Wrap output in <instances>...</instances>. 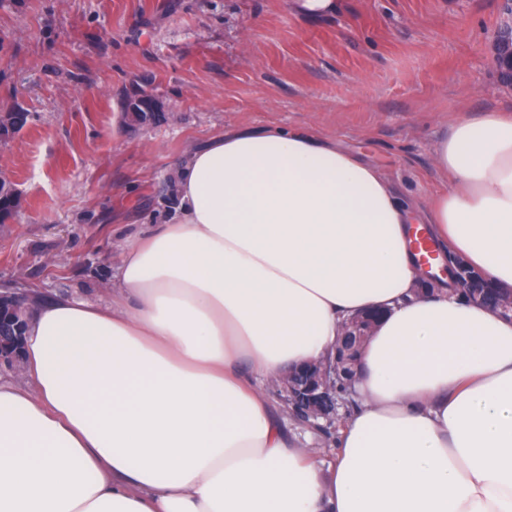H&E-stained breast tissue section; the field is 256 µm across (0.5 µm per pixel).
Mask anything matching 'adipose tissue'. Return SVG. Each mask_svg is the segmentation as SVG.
<instances>
[{
  "mask_svg": "<svg viewBox=\"0 0 512 512\" xmlns=\"http://www.w3.org/2000/svg\"><path fill=\"white\" fill-rule=\"evenodd\" d=\"M418 209L336 139L229 130L178 163V212L122 246L117 298L34 304L0 379V512H512V118L460 116ZM434 246L429 264L413 228ZM439 290L418 292L425 270ZM381 312L332 462L261 383ZM448 269L451 271V274L456 282V288L459 294H465L469 297V300L474 302L483 301V297L478 296L476 293H473V288H479L480 291L485 289V293L494 294L499 297L498 293L501 295H507L500 291L498 288H490L489 286L483 284L479 277L472 273L467 267L466 263L462 259H455L451 263H448Z\"/></svg>",
  "mask_w": 512,
  "mask_h": 512,
  "instance_id": "obj_1",
  "label": "adipose tissue"
}]
</instances>
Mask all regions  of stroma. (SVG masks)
<instances>
[{"label":"stroma","instance_id":"obj_1","mask_svg":"<svg viewBox=\"0 0 512 512\" xmlns=\"http://www.w3.org/2000/svg\"><path fill=\"white\" fill-rule=\"evenodd\" d=\"M504 0H0V288L112 296L123 238L171 219L162 187L205 139L281 125L336 138L418 207L446 191L435 143L458 113L512 111L490 44ZM158 124L124 116L132 87ZM2 114V113H1ZM0 114V137L8 138L19 132L27 123L29 113L22 108H13L9 112Z\"/></svg>","mask_w":512,"mask_h":512}]
</instances>
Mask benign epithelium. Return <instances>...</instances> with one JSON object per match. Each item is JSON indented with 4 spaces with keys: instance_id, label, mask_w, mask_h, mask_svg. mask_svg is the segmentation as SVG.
Listing matches in <instances>:
<instances>
[{
    "instance_id": "benign-epithelium-1",
    "label": "benign epithelium",
    "mask_w": 512,
    "mask_h": 512,
    "mask_svg": "<svg viewBox=\"0 0 512 512\" xmlns=\"http://www.w3.org/2000/svg\"><path fill=\"white\" fill-rule=\"evenodd\" d=\"M492 51L495 60L508 59V80L512 81V23L507 22L493 37ZM448 269L456 282L457 291L469 300L481 302L483 298L473 289L483 288L479 277L472 273L466 263L455 259ZM375 316L368 313L353 319L344 335L347 341L336 348L335 354L318 364L305 365L280 376L275 382L277 396L287 405L289 412L313 427L319 422L331 423L339 416L342 402L337 397V388L344 385L352 388L356 374L357 354L366 338L371 334Z\"/></svg>"
}]
</instances>
